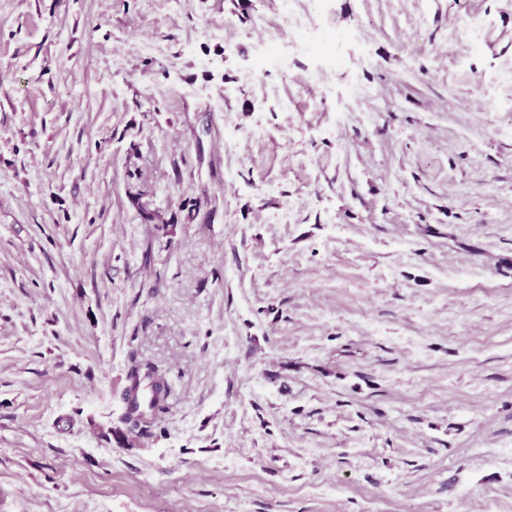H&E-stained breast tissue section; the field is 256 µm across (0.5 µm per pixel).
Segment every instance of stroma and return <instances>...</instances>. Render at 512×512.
Segmentation results:
<instances>
[{"mask_svg": "<svg viewBox=\"0 0 512 512\" xmlns=\"http://www.w3.org/2000/svg\"><path fill=\"white\" fill-rule=\"evenodd\" d=\"M303 6L0 0V512H512V0ZM290 22L293 26L294 34L291 40L288 41V46L280 44L271 49L268 43H265L262 50L254 58L253 67L255 69L264 68L270 60L276 62L281 69H288L290 55L299 51L309 52L319 61V66L312 75V81H320L324 69L326 67H333L335 63L334 55L329 52L324 43L328 33L312 36L311 34L316 27L311 24L304 11L294 13L291 10ZM128 379L134 380L136 384L142 379L150 380L155 397L148 410L139 411L136 408H130L120 415L118 421L125 428L117 427L110 430L120 441L127 440L128 434H134L136 437L150 435L157 414L167 408L166 399L170 389L166 373L153 363L143 364L136 360L132 361L128 369Z\"/></svg>", "mask_w": 512, "mask_h": 512, "instance_id": "obj_1", "label": "stroma"}]
</instances>
